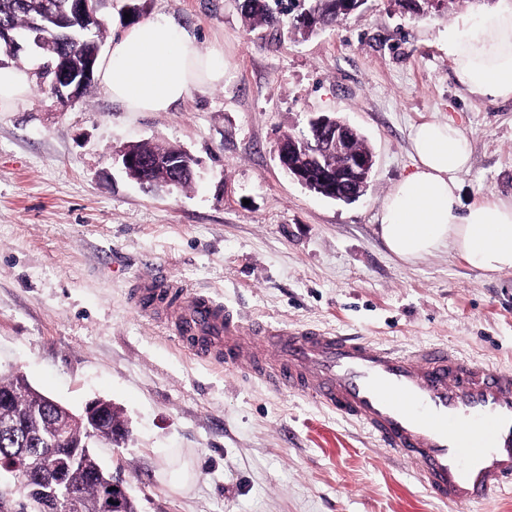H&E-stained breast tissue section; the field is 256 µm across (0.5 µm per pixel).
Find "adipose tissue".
Masks as SVG:
<instances>
[{"label":"adipose tissue","mask_w":512,"mask_h":512,"mask_svg":"<svg viewBox=\"0 0 512 512\" xmlns=\"http://www.w3.org/2000/svg\"><path fill=\"white\" fill-rule=\"evenodd\" d=\"M197 41L194 30L165 17L133 24L113 36L101 86L125 111H170L191 90L224 81L223 53H201ZM448 56L470 94L512 101V7L495 12L474 33L449 28ZM412 144L414 169L381 206L387 249L409 263L449 245L480 272L512 269V201L461 200L460 176L471 164L465 133L449 122H425Z\"/></svg>","instance_id":"ef3b65f1"}]
</instances>
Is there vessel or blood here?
Here are the masks:
<instances>
[{"mask_svg": "<svg viewBox=\"0 0 512 512\" xmlns=\"http://www.w3.org/2000/svg\"><path fill=\"white\" fill-rule=\"evenodd\" d=\"M131 303L168 322L198 360L361 423L442 501L512 491V369L441 347L400 352L315 328L245 327L222 302L165 275L137 281Z\"/></svg>", "mask_w": 512, "mask_h": 512, "instance_id": "vessel-or-blood-1", "label": "vessel or blood"}]
</instances>
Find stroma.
<instances>
[{
	"mask_svg": "<svg viewBox=\"0 0 512 512\" xmlns=\"http://www.w3.org/2000/svg\"><path fill=\"white\" fill-rule=\"evenodd\" d=\"M242 0H101L102 48L167 17L222 51V84L167 112H127L91 83L62 106L34 92L0 109V374L20 371L70 410L111 400L126 433L97 454L137 512H512V495L442 503L359 423L183 350L136 311L135 283L168 275L249 325L319 327L399 350L445 347L512 368V269L484 274L443 247L391 255L379 212L412 171L411 134L454 122L471 141L462 200L512 198V101L470 95L448 28L511 8L453 0L416 14L367 0L307 38L250 28ZM342 118L374 155L345 203L288 177L276 146L312 116ZM186 151L194 178L143 186L112 156ZM187 467V483L169 473Z\"/></svg>",
	"mask_w": 512,
	"mask_h": 512,
	"instance_id": "stroma-1",
	"label": "stroma"
}]
</instances>
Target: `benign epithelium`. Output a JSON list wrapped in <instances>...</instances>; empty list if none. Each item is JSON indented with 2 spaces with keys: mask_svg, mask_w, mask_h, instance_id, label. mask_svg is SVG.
<instances>
[{
  "mask_svg": "<svg viewBox=\"0 0 512 512\" xmlns=\"http://www.w3.org/2000/svg\"><path fill=\"white\" fill-rule=\"evenodd\" d=\"M54 18L56 15L53 8L46 6L42 15L33 21L27 44L38 45L43 36V21ZM95 22L94 14L87 8V0H73L71 15L65 18V23L79 25L83 30H90ZM0 43L17 53L24 50L27 45L16 42L6 28H0ZM92 66L93 61L89 58H84L78 63L67 57L60 58L55 67L51 68L50 97L60 104L80 98L92 80ZM310 130L317 138V151L310 158L308 166L295 167L288 172V175L305 188L326 198L349 202L363 196L367 191V179L374 165L373 154L359 156L350 163L349 168L335 173L323 165V157L330 154L338 155L345 151L347 140L355 132V128L335 117L321 115L310 120ZM118 160L125 173L142 184L150 182L153 176L159 180L171 181L175 167L180 164L175 156L140 157L129 146L119 150ZM55 407L60 410L55 424V439L61 442L71 439L72 431L76 426L85 428L91 435L95 434L109 409L101 399L88 403L80 415L72 414L58 403ZM0 464L18 471V477L26 481L31 480L41 484L53 483L50 477L38 470L34 462L21 466L15 459L9 458L0 461ZM60 512H82L81 497L75 488L68 487L63 491Z\"/></svg>",
  "mask_w": 512,
  "mask_h": 512,
  "instance_id": "1",
  "label": "benign epithelium"
}]
</instances>
